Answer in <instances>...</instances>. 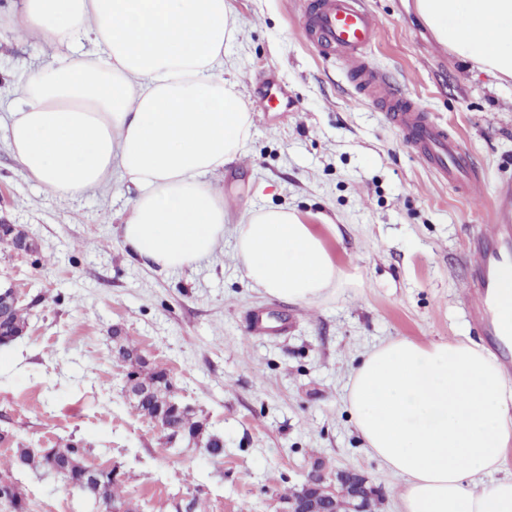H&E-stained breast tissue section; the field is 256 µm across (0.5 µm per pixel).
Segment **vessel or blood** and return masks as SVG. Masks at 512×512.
Segmentation results:
<instances>
[{"label":"vessel or blood","instance_id":"b4317fda","mask_svg":"<svg viewBox=\"0 0 512 512\" xmlns=\"http://www.w3.org/2000/svg\"><path fill=\"white\" fill-rule=\"evenodd\" d=\"M303 27L310 41L322 52L340 54L350 65V75L359 94L375 101L387 112L412 148L442 180L473 189L478 182L469 159L447 130L432 124L419 103L390 89L385 76L367 57L378 36V23L362 0H313ZM494 220L484 241L469 252L474 270L471 283L472 309L487 335L502 336L506 330L492 304L500 277L512 267V185L500 187L493 205Z\"/></svg>","mask_w":512,"mask_h":512}]
</instances>
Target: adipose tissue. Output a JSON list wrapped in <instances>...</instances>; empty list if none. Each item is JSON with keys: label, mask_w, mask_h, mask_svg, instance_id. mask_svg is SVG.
Segmentation results:
<instances>
[{"label": "adipose tissue", "mask_w": 512, "mask_h": 512, "mask_svg": "<svg viewBox=\"0 0 512 512\" xmlns=\"http://www.w3.org/2000/svg\"><path fill=\"white\" fill-rule=\"evenodd\" d=\"M456 56L512 81V0H416ZM240 22L230 0H14L10 31L61 57L23 83L5 122L20 166L50 192L114 183L138 194L129 251L163 270L200 264L228 214L208 175L244 154L252 117L224 77ZM97 47L79 49L81 38ZM259 292L301 305L333 293L341 271L320 232L267 208L235 229ZM347 402L368 451L404 477L398 512H512V382L482 348L389 340L354 368Z\"/></svg>", "instance_id": "obj_1"}]
</instances>
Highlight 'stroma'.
Masks as SVG:
<instances>
[{"instance_id":"1","label":"stroma","mask_w":512,"mask_h":512,"mask_svg":"<svg viewBox=\"0 0 512 512\" xmlns=\"http://www.w3.org/2000/svg\"><path fill=\"white\" fill-rule=\"evenodd\" d=\"M304 2L231 0L241 27L224 49V76L253 126L245 156L208 177L230 228L200 265L163 270L129 252L122 227L134 186L48 192L0 140V221L39 247L20 255L0 244V282L30 303L26 335L0 351V431L13 435L0 460L20 443L84 441L89 463L120 466L124 495L149 512H174L181 497L198 498L204 512H279L281 495L313 469H350L381 495L377 512H397L403 480L367 454L347 387L361 356L395 337L494 351L468 314L467 252L498 187L512 183V85L450 53L414 0H366L379 27L371 63L456 134L480 173L476 205L357 93L342 58L311 45ZM54 62L38 39L0 27V115L31 70ZM267 207L322 225L343 273L335 293L298 305L251 287L231 228ZM258 314L266 329L254 334ZM116 327L172 374L223 439V456L160 446L123 394ZM15 477L32 512H94L59 478Z\"/></svg>"}]
</instances>
